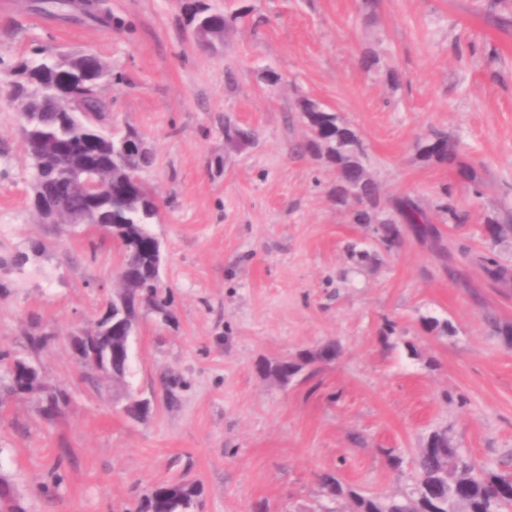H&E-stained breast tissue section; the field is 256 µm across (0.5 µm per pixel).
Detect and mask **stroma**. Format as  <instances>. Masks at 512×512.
Instances as JSON below:
<instances>
[{"label": "stroma", "mask_w": 512, "mask_h": 512, "mask_svg": "<svg viewBox=\"0 0 512 512\" xmlns=\"http://www.w3.org/2000/svg\"><path fill=\"white\" fill-rule=\"evenodd\" d=\"M29 2L0 7V71L88 50L109 65L112 127L154 154L144 179L172 317L141 314L125 382L79 363L70 339L111 296L119 247L42 223L18 110L0 95V351L71 393L51 420L31 400L0 404V474L26 512H128L180 477L199 483L201 512H326L322 474L400 493L411 474L390 454L410 458L437 428L475 460L512 464V348L481 318L512 324V288L455 250L487 248V218L512 207V0H210L265 20L235 24L217 53L198 47L182 0H96L108 25ZM306 101L356 131L381 199L418 198L439 241L408 233L377 252L333 204L335 169L293 151ZM228 122L255 144L232 148ZM433 129L459 141L466 172L420 157ZM446 186L466 223L438 211ZM355 247L376 259L357 264ZM35 317L55 336L37 353L25 346ZM426 317L447 331H426ZM332 342L335 361L288 384L260 369ZM131 391L150 404L139 421L123 413Z\"/></svg>", "instance_id": "35a3bbf8"}]
</instances>
